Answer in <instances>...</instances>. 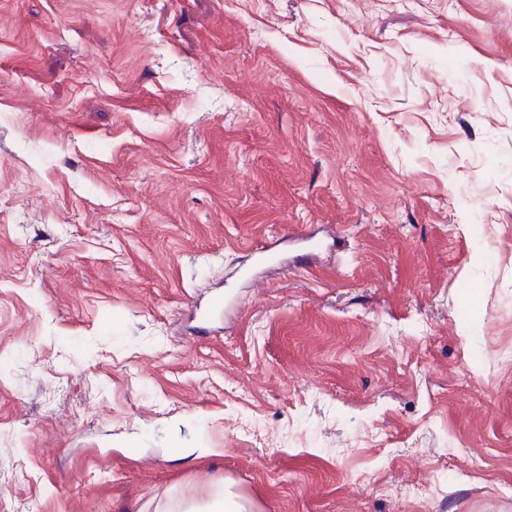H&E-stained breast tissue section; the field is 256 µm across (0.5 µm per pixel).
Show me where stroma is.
<instances>
[{
  "instance_id": "35a3bbf8",
  "label": "stroma",
  "mask_w": 512,
  "mask_h": 512,
  "mask_svg": "<svg viewBox=\"0 0 512 512\" xmlns=\"http://www.w3.org/2000/svg\"><path fill=\"white\" fill-rule=\"evenodd\" d=\"M1 195V501L512 512V0H0ZM224 480L221 489L213 492L203 503L194 501H179L167 505L157 511L160 512H250L247 505L226 488Z\"/></svg>"
}]
</instances>
